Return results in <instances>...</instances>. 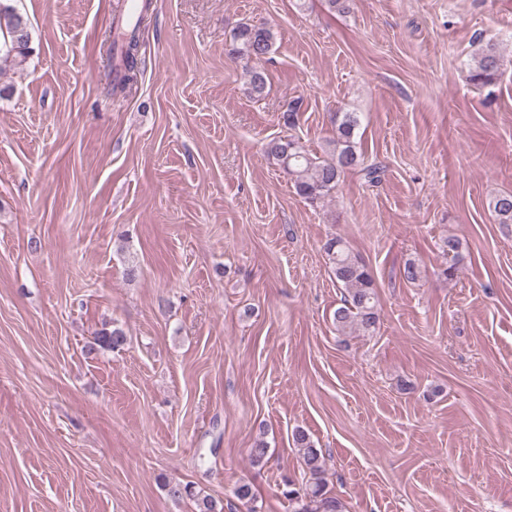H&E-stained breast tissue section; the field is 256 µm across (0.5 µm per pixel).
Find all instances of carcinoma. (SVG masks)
I'll use <instances>...</instances> for the list:
<instances>
[{"instance_id":"1","label":"carcinoma","mask_w":512,"mask_h":512,"mask_svg":"<svg viewBox=\"0 0 512 512\" xmlns=\"http://www.w3.org/2000/svg\"><path fill=\"white\" fill-rule=\"evenodd\" d=\"M150 8V0L139 6L134 24L127 26L118 41L112 42V69L107 75L104 90L111 96L126 92L139 73V31ZM31 40L27 23L15 8L0 2V67L20 64L31 52ZM274 44L273 30L262 25L240 26L233 33L227 55L234 59H246L260 63L267 59ZM506 67L504 56L491 44L480 50L474 60L470 80L481 86L494 85ZM359 119L354 112H341L336 116L335 134L327 142L328 149L321 157L313 156L295 139L272 140L267 154L274 158L288 174L299 196L316 204L335 192L341 178L348 171H357L363 178L377 184L381 181L382 166L370 161L356 150L355 131ZM501 224H512V193L495 196L489 203ZM440 249L448 257V264L441 275L450 279L455 275L457 264L463 259L461 240L450 235L441 240ZM336 282L344 288L341 305L336 308L333 320L336 331L343 336L370 334L376 330L379 320L374 280L366 266L336 236L323 244ZM127 336L117 326L105 324L95 332L88 352L115 351L124 347ZM292 443L297 449L304 473L308 479L299 489L286 491L292 512H343L342 503L328 494L324 481L323 457L308 434L294 431ZM169 495L176 500L191 498L198 512H223L211 496L196 489L190 483L164 484Z\"/></svg>"}]
</instances>
